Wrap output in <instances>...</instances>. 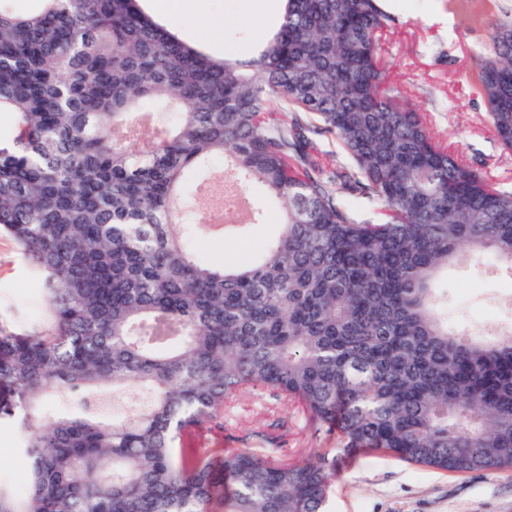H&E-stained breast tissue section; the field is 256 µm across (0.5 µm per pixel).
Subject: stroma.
<instances>
[{
    "instance_id": "obj_1",
    "label": "stroma",
    "mask_w": 512,
    "mask_h": 512,
    "mask_svg": "<svg viewBox=\"0 0 512 512\" xmlns=\"http://www.w3.org/2000/svg\"><path fill=\"white\" fill-rule=\"evenodd\" d=\"M206 15L166 17L184 42L213 57L235 53L251 58L261 47L260 32H275L279 15H248L240 0H202ZM481 21L463 11L458 0H381L395 21L382 38L389 82L404 99L425 113L432 135L461 154L467 163L505 190H512V151L505 150L485 120V105L475 90L474 56L486 42L485 19L512 13V0H472ZM266 220L252 234L225 244L203 241L204 256L216 264H235L256 245L275 236L281 208L270 202ZM448 293V316L478 325L512 319L503 309H488L482 294L512 295V284L480 281L456 272L441 281ZM43 279L12 240L0 237V322L33 326L44 308ZM14 419H0V481L24 490L31 461L16 446ZM205 448H278L288 461L309 459L314 449H337L336 482L329 512H512V471L453 475L423 470L393 457L357 449L339 452L337 435L314 433L300 407L276 401L261 389L239 396L224 416V431L202 433Z\"/></svg>"
}]
</instances>
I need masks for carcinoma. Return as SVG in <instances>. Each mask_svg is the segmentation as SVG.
<instances>
[{"mask_svg": "<svg viewBox=\"0 0 512 512\" xmlns=\"http://www.w3.org/2000/svg\"><path fill=\"white\" fill-rule=\"evenodd\" d=\"M0 0V235L45 278L42 320L0 325V414L26 493L0 512H323L336 448H189L262 389L344 449L450 473L512 470V322L448 320L438 273L512 280V191L448 151L386 78L377 0H287L249 61L179 39L140 0ZM475 55L512 150V16ZM279 107L274 109L272 101ZM174 106L142 138L146 103ZM332 137L348 163L331 166ZM242 183L282 231L224 267L197 242ZM379 210L359 222L342 194ZM250 204L224 240L261 224ZM81 403L46 414L53 391Z\"/></svg>", "mask_w": 512, "mask_h": 512, "instance_id": "cac0c4a2", "label": "carcinoma"}]
</instances>
